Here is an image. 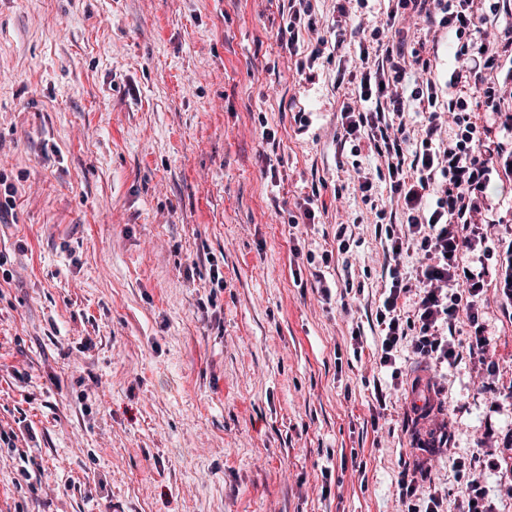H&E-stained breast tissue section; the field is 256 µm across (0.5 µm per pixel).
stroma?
Wrapping results in <instances>:
<instances>
[{
    "label": "stroma",
    "instance_id": "obj_1",
    "mask_svg": "<svg viewBox=\"0 0 512 512\" xmlns=\"http://www.w3.org/2000/svg\"><path fill=\"white\" fill-rule=\"evenodd\" d=\"M285 24L275 0H0V512H400L406 469L456 512L460 462L512 512V301L484 291L494 354L401 351L429 408L378 405L373 207L402 203L356 190L378 160L336 147L352 85L298 72ZM326 250L354 292L323 298Z\"/></svg>",
    "mask_w": 512,
    "mask_h": 512
}]
</instances>
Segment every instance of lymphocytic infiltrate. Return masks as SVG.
I'll return each instance as SVG.
<instances>
[{
  "label": "lymphocytic infiltrate",
  "mask_w": 512,
  "mask_h": 512,
  "mask_svg": "<svg viewBox=\"0 0 512 512\" xmlns=\"http://www.w3.org/2000/svg\"><path fill=\"white\" fill-rule=\"evenodd\" d=\"M347 16L339 6L334 42L317 41L296 68H313L330 49L338 75L359 69L357 89L339 109L338 142L352 155L365 150L383 163L373 173L357 170L364 200L380 179L403 201L404 221L376 212L390 278L375 313L378 364L396 379L403 348L431 367L458 357L456 324L463 316L477 322L488 275L512 289V244L497 271L463 264L466 254L486 245L497 222L490 185L512 187V0H387L385 22L365 32L349 28ZM407 16L447 34L457 62L447 85L429 78L427 42L409 40L400 25ZM498 22L500 36L487 40V27ZM415 67L425 79L411 78ZM410 111L423 123L414 141L406 130ZM414 253L421 261L413 276H404L402 261Z\"/></svg>",
  "instance_id": "1"
}]
</instances>
